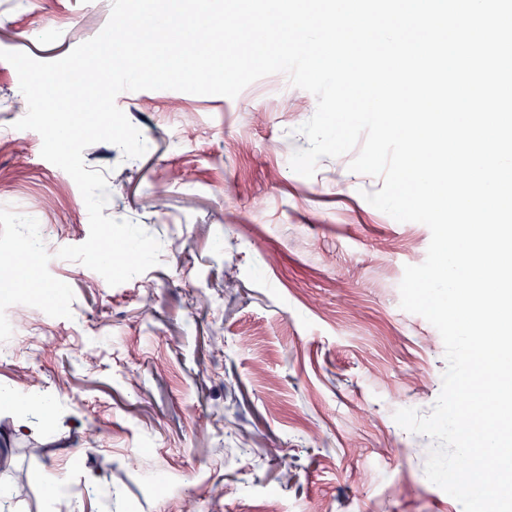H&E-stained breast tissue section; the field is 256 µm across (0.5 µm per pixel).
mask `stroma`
Returning <instances> with one entry per match:
<instances>
[{"label": "stroma", "mask_w": 512, "mask_h": 512, "mask_svg": "<svg viewBox=\"0 0 512 512\" xmlns=\"http://www.w3.org/2000/svg\"><path fill=\"white\" fill-rule=\"evenodd\" d=\"M110 12L0 0V50L61 59ZM116 104L146 153L100 142L83 159L108 181L105 215L161 253L112 287L56 256L86 241L88 212L40 135L15 129L27 102L0 60V205L39 221L49 271L74 292L68 319L6 311L0 388L41 391L56 410L47 425L0 404L6 453L35 493L13 512H462L425 475L432 440L393 419L430 414L446 369L437 329L400 307L429 228L370 205L383 182L350 171V155L310 178L291 169L316 99L285 74L234 98L141 90ZM56 469L65 484L39 496Z\"/></svg>", "instance_id": "1"}]
</instances>
